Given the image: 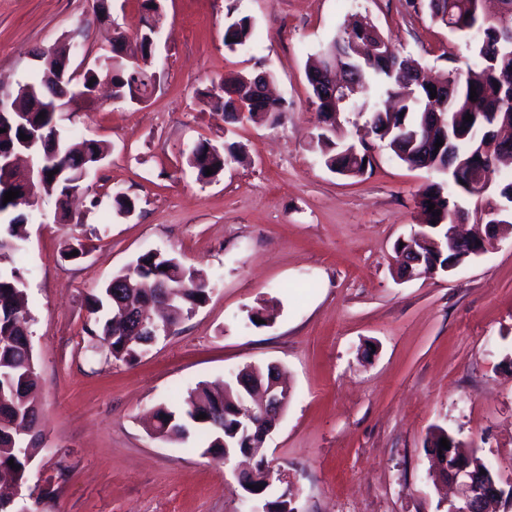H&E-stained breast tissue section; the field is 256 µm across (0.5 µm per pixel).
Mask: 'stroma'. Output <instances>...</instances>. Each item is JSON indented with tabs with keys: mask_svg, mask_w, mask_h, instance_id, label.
Wrapping results in <instances>:
<instances>
[{
	"mask_svg": "<svg viewBox=\"0 0 512 512\" xmlns=\"http://www.w3.org/2000/svg\"><path fill=\"white\" fill-rule=\"evenodd\" d=\"M140 0H0V98L40 67L35 51L71 40L81 69L115 31L134 36ZM250 16L256 48L229 51V14ZM366 17L401 54L447 72L472 51L407 0H162L156 87L141 103L98 101L64 114L109 154L61 216L54 198L26 216V271L41 434L16 506L30 512H259L236 462L195 439L161 441L144 421L177 409L200 381L278 364L288 407L268 457L296 484V512H446L428 473L437 427L475 443L512 486V234L450 272L402 277L394 244L418 231V191L431 179L376 150L374 170L336 174L319 133L309 57L343 20ZM263 62L286 110L279 122H227L201 92ZM237 143L244 160L196 181L188 148ZM135 200L132 215L111 197ZM101 205L91 206L92 197ZM81 240L86 254L66 258ZM179 256L211 285L205 304L136 360L92 350L86 298L147 251ZM272 317L251 325L249 313Z\"/></svg>",
	"mask_w": 512,
	"mask_h": 512,
	"instance_id": "stroma-1",
	"label": "stroma"
}]
</instances>
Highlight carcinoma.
<instances>
[{
    "label": "carcinoma",
    "mask_w": 512,
    "mask_h": 512,
    "mask_svg": "<svg viewBox=\"0 0 512 512\" xmlns=\"http://www.w3.org/2000/svg\"><path fill=\"white\" fill-rule=\"evenodd\" d=\"M162 0H142L140 28L135 38L129 39L118 32L112 40V51L103 55L100 66L91 67L82 80L74 85L76 98L85 103L93 101L99 79L108 76L112 83V98L118 101H141L147 98L156 83L152 71L154 57L149 37L154 35L155 15ZM421 10L433 20L441 23L454 34L469 37L473 44V61L463 73L451 71L439 81L451 84L450 111L456 113V126L448 127V143L441 153L433 154L427 160L412 156L401 162L421 168L440 176L441 168L447 166L445 155L451 152L458 159L469 161L476 169L492 179L503 194L501 199L512 201V181L501 178L497 163L500 160V146H491L481 131L458 139L457 127L467 125L465 115L483 112L489 124L498 130L512 123V45L499 38L503 26L512 27V0H484L479 17H473L471 0H423ZM254 22L249 16L230 18L224 30V46L230 51L249 48L254 42ZM388 40L378 29L360 18L344 22L324 49L323 57L336 56V64L356 70L358 91L344 105L333 107L314 100L316 111L323 127L316 136V147L324 158L326 166L336 165L346 176H360L373 168L372 157L375 144L361 137L356 143L336 138L332 130L333 112L343 114L354 112L368 114L367 124L374 138L386 143L388 148L408 140L411 132H423L422 122L428 112L438 109L440 101L431 98L427 89L429 82L415 65L409 70L400 67L391 69L385 56ZM252 73L239 71L224 76V94L217 93V87L204 92L205 97L223 99L225 117L235 111L231 92L245 87V79ZM476 87L477 97L470 98L471 87ZM252 121L269 115H280L284 111L281 103L267 96L250 102ZM29 136L23 141L20 134ZM59 133L58 125L52 124L49 115L38 118V113L14 114L7 131L0 133V144H8L16 150L33 145L38 150L43 141H51ZM106 143L94 138H81L77 143L62 141L61 153L57 156L41 155V177L34 183L40 194L70 197L81 188L85 177L97 169L106 158ZM236 159V145L231 143L219 149L207 141H199L188 151L187 162L196 172V179L209 183L224 172ZM213 170L206 175V169ZM54 175H49V172ZM455 191L448 190L445 180H432L419 192L418 205L423 215L424 231L435 234L437 230L430 223H449L448 198ZM434 204L440 215L428 211ZM24 240L22 218L16 216L0 229V414L6 415L0 424V482L13 478L25 469L26 458L36 452L35 445L25 442L20 436L23 430L33 429L38 422L37 410L30 394L37 384L35 358L28 333L21 325L30 320L29 311L21 305L24 295L25 276L15 265V256L22 250ZM113 278L123 281L122 297L134 303H149L155 298L156 281L170 285L169 324L174 325L193 310L204 304L209 296L210 286L196 279L191 267L178 257L160 251H148L137 257L128 268L119 271ZM112 281H107L99 291L88 298L92 325L85 328L91 348L102 349L116 360L133 361L146 347L148 336H128L119 328H112V319L106 312L112 309ZM248 408L245 396L234 380L228 385L201 381L191 388L183 399L180 411L158 408L154 413L153 426L161 430L164 437L187 438L193 427L204 435L202 454H207L225 441L228 453L238 451L242 432L238 431L241 420L237 418L238 408ZM206 414L200 419L198 415ZM451 439L452 435L438 427L430 433L425 448L429 455H439L440 439ZM19 469L8 465L9 460ZM271 486L262 484L260 498L264 509L277 512L287 501L283 494H270Z\"/></svg>",
    "instance_id": "cac0c4a2"
}]
</instances>
